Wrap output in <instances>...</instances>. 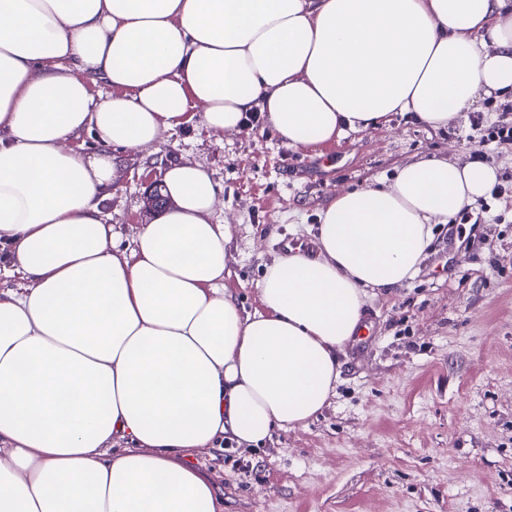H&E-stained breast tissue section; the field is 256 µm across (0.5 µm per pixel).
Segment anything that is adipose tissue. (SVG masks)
Here are the masks:
<instances>
[{
	"label": "adipose tissue",
	"instance_id": "1",
	"mask_svg": "<svg viewBox=\"0 0 512 512\" xmlns=\"http://www.w3.org/2000/svg\"><path fill=\"white\" fill-rule=\"evenodd\" d=\"M510 92L512 0H0V253L29 282L0 290V512H224L193 456L306 426L368 289L410 280L496 181L433 156L338 192L315 255L274 258L245 316L209 172L169 165L126 253L112 147L190 108L216 134L260 112L295 147ZM85 133L99 151L71 148Z\"/></svg>",
	"mask_w": 512,
	"mask_h": 512
}]
</instances>
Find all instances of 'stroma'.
I'll return each mask as SVG.
<instances>
[{"mask_svg":"<svg viewBox=\"0 0 512 512\" xmlns=\"http://www.w3.org/2000/svg\"><path fill=\"white\" fill-rule=\"evenodd\" d=\"M489 121L512 124V96L480 99L445 128L395 113L310 148L262 121L216 135L191 111L151 148H113L102 208L123 251L150 222L145 196L169 164L211 173L215 217L231 223L224 286L246 314L260 309L256 283L286 245L314 253L318 214L337 189L440 153L482 157L505 182L499 199L469 206L480 223L437 225L411 281L369 290L372 336L343 347L336 392L305 428L200 455L224 512H512V142L485 141Z\"/></svg>","mask_w":512,"mask_h":512,"instance_id":"1","label":"stroma"}]
</instances>
